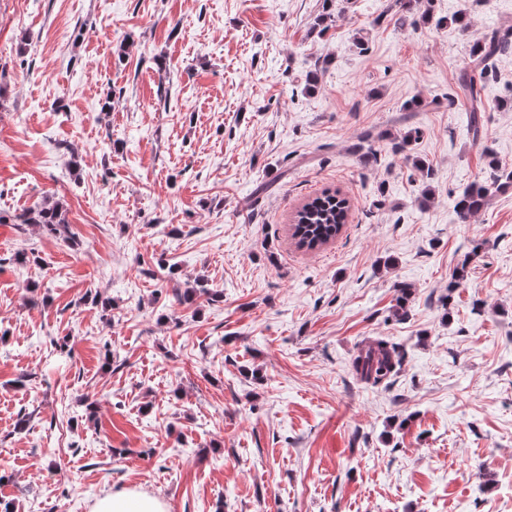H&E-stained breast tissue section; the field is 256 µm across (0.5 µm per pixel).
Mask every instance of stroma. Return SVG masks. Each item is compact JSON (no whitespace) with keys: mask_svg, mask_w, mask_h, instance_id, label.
Instances as JSON below:
<instances>
[{"mask_svg":"<svg viewBox=\"0 0 512 512\" xmlns=\"http://www.w3.org/2000/svg\"><path fill=\"white\" fill-rule=\"evenodd\" d=\"M388 3L0 0V214L59 201L72 235L0 224V503L512 512V184L470 221L452 204L488 180L485 150L512 168V50L480 90V140L458 88L512 0H431L465 31ZM414 98L426 184L391 142ZM326 189L348 222L300 248L292 218ZM198 278L220 298L178 304ZM375 337L404 354L387 388L352 370ZM90 512H167L164 501L136 490L104 493L95 500Z\"/></svg>","mask_w":512,"mask_h":512,"instance_id":"stroma-1","label":"stroma"}]
</instances>
